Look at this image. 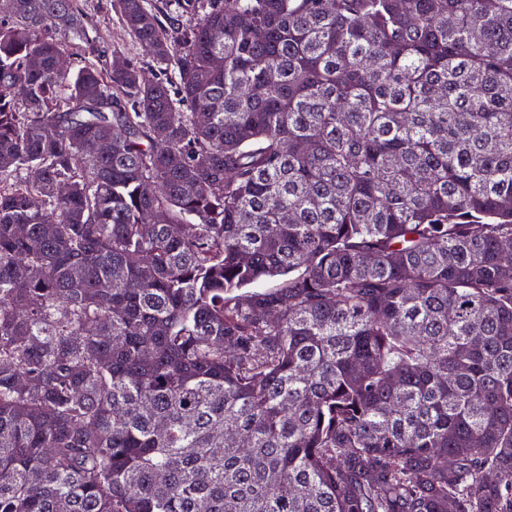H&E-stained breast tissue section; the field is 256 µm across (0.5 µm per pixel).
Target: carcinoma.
<instances>
[{"label": "carcinoma", "instance_id": "carcinoma-1", "mask_svg": "<svg viewBox=\"0 0 512 512\" xmlns=\"http://www.w3.org/2000/svg\"><path fill=\"white\" fill-rule=\"evenodd\" d=\"M112 10L0 0V512H512V0ZM90 22L97 31V47L105 55L114 48L121 49L130 56L147 61L146 53L135 42L123 35L116 23L111 0H89L87 7Z\"/></svg>", "mask_w": 512, "mask_h": 512}]
</instances>
